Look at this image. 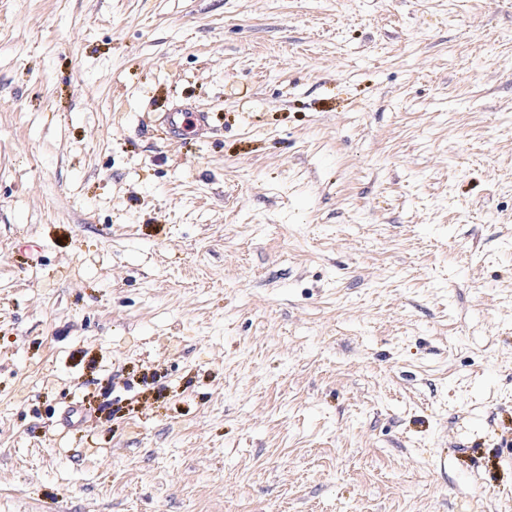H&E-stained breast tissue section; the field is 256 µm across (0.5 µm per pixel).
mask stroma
Here are the masks:
<instances>
[{
    "mask_svg": "<svg viewBox=\"0 0 512 512\" xmlns=\"http://www.w3.org/2000/svg\"><path fill=\"white\" fill-rule=\"evenodd\" d=\"M0 512H512V0H0ZM169 129L174 133H181L186 130H200L208 124L207 116L201 112L191 109H178L169 113L164 119Z\"/></svg>",
    "mask_w": 512,
    "mask_h": 512,
    "instance_id": "35a3bbf8",
    "label": "stroma"
}]
</instances>
